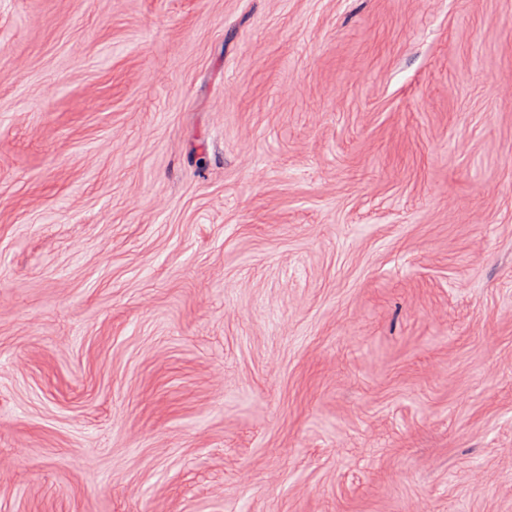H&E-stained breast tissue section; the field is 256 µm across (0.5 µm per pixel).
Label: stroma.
Segmentation results:
<instances>
[{
  "instance_id": "35a3bbf8",
  "label": "stroma",
  "mask_w": 512,
  "mask_h": 512,
  "mask_svg": "<svg viewBox=\"0 0 512 512\" xmlns=\"http://www.w3.org/2000/svg\"><path fill=\"white\" fill-rule=\"evenodd\" d=\"M512 512V0H0V512Z\"/></svg>"
}]
</instances>
